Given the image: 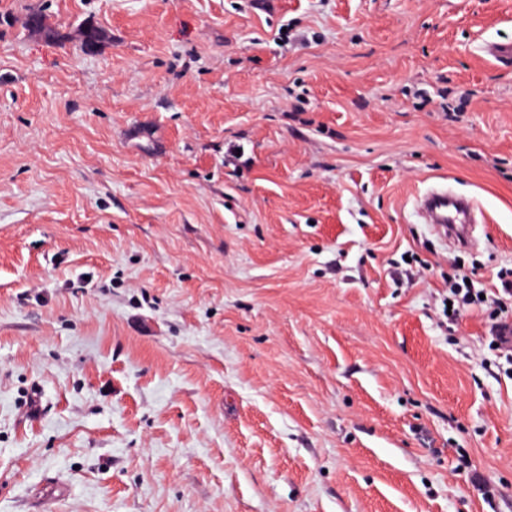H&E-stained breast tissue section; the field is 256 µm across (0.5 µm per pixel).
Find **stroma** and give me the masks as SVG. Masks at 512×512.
I'll use <instances>...</instances> for the list:
<instances>
[{"instance_id":"obj_1","label":"stroma","mask_w":512,"mask_h":512,"mask_svg":"<svg viewBox=\"0 0 512 512\" xmlns=\"http://www.w3.org/2000/svg\"><path fill=\"white\" fill-rule=\"evenodd\" d=\"M489 43L512 0H0V512H512V364L443 314L512 268ZM471 201L448 192V190H432L427 192L419 203V208L429 217V223L443 231L444 235L457 241L458 244L469 245L466 228L469 223ZM453 275L452 277H448V301L451 302V314H448V318L457 319L460 317L462 312L467 310L471 306H482L484 305L488 297L480 298V294L482 291L474 292L471 288H468L466 285L465 277L462 275ZM461 281V282H460Z\"/></svg>"}]
</instances>
